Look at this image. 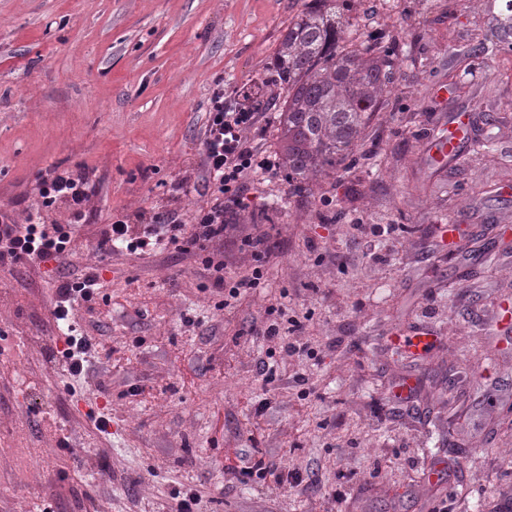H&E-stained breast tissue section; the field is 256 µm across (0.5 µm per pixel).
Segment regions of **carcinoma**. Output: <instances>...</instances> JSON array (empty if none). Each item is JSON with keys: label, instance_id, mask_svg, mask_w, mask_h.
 Returning a JSON list of instances; mask_svg holds the SVG:
<instances>
[{"label": "carcinoma", "instance_id": "1", "mask_svg": "<svg viewBox=\"0 0 512 512\" xmlns=\"http://www.w3.org/2000/svg\"><path fill=\"white\" fill-rule=\"evenodd\" d=\"M308 0L281 35L274 57V82L283 86L279 104L277 150L288 185L300 193L308 181L359 163L358 142L371 116L383 106L382 95L395 65L405 58L403 44L379 29L362 31L348 0ZM512 50V22L499 25L498 42H479L478 58L490 49Z\"/></svg>", "mask_w": 512, "mask_h": 512}]
</instances>
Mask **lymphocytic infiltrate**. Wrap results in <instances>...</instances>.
<instances>
[{
  "label": "lymphocytic infiltrate",
  "instance_id": "1",
  "mask_svg": "<svg viewBox=\"0 0 512 512\" xmlns=\"http://www.w3.org/2000/svg\"><path fill=\"white\" fill-rule=\"evenodd\" d=\"M207 119L203 138V167L205 183L211 193L210 205L196 210L192 222H185L179 214L165 213L152 217L142 236L130 234L125 219L118 218L106 225L97 242L102 253H109L115 243L127 244L138 250L160 242L176 244L182 241L205 251L204 264L214 275L217 286L224 290L225 305H232L243 292L260 287L266 281L265 260L260 243L249 240L255 257L250 276L237 279L226 275L224 261L209 246L224 237V215L242 208L247 197L250 179L276 170L277 161L271 152L263 150L248 136L260 122L256 112L238 108L225 97L223 87H216L206 110ZM37 192L43 206L65 202L75 220H83L86 207L95 192L87 176L52 167L40 176ZM70 240L69 231L60 224H42L39 214H28L24 222L0 215V266L18 265L32 261L58 258ZM224 472L237 479L271 477L292 490L307 491L316 488L311 473L285 470L264 458L236 448L224 453Z\"/></svg>",
  "mask_w": 512,
  "mask_h": 512
}]
</instances>
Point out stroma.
Here are the masks:
<instances>
[{
	"label": "stroma",
	"mask_w": 512,
	"mask_h": 512,
	"mask_svg": "<svg viewBox=\"0 0 512 512\" xmlns=\"http://www.w3.org/2000/svg\"><path fill=\"white\" fill-rule=\"evenodd\" d=\"M305 2L0 0V209L38 210L54 166L96 183L61 259L0 267V512H174L188 488L200 512L512 503V51L469 58L495 41L506 0H351L354 22L383 25L413 57L361 135L368 160L300 194L280 174L255 180L253 206L226 215L210 246L226 272L250 274L244 240L267 250L264 287L233 306L197 247L97 249L113 218L138 233L210 203L211 93L267 74ZM462 116L456 156L434 157L431 138ZM277 201L276 223L254 222ZM88 271L100 285L74 306L91 339L75 380L52 310L59 279ZM271 308L303 323L310 355L259 336ZM418 330L433 344L406 357L397 338ZM268 357L270 380L257 370ZM228 448L314 472L322 490L229 479Z\"/></svg>",
	"instance_id": "1"
}]
</instances>
